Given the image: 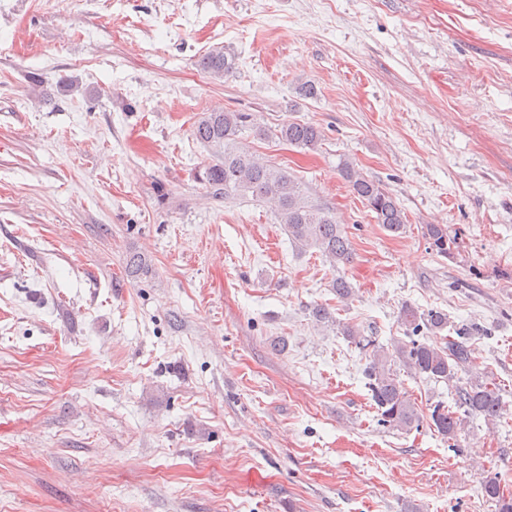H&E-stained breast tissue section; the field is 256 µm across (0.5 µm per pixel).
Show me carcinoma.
<instances>
[{"label": "carcinoma", "mask_w": 512, "mask_h": 512, "mask_svg": "<svg viewBox=\"0 0 512 512\" xmlns=\"http://www.w3.org/2000/svg\"><path fill=\"white\" fill-rule=\"evenodd\" d=\"M197 66L211 78L222 80L235 69V58L224 54V47L216 46L198 58ZM249 121L250 114L246 112L220 108L199 118L194 136L213 156L201 176L209 193L216 199L251 195L266 201L273 206L279 223L299 250L315 248L333 266L350 263L352 243L333 211L312 204L300 180L280 167L259 160L241 145L240 134ZM276 136L297 148L314 151L324 133L312 122L288 120L278 127ZM337 171L350 191L374 214L376 223L394 234L403 231L406 218L392 193L364 176L347 158L340 160ZM423 235L436 255L448 258L453 254L455 240L448 236L447 225L427 224ZM150 268L149 261L141 255H134L128 261V273L134 278L149 273ZM401 321L413 333L422 328L438 333L448 327L447 314L437 310L421 312L411 305L402 308ZM463 337V333H458V338L448 340L444 347L414 339L407 343L399 341L390 350L371 339L358 340L360 348L368 352V387L382 423L410 429L420 421L414 401L388 363L396 359L416 376L450 381L473 360L474 350ZM453 401L452 408L435 404L429 414L433 430L450 444L460 442L464 429L460 414L480 415L494 421L505 411L500 389L480 381L457 386ZM481 490L486 499L495 503L497 512H512V495H504L497 479L483 480Z\"/></svg>", "instance_id": "1"}]
</instances>
